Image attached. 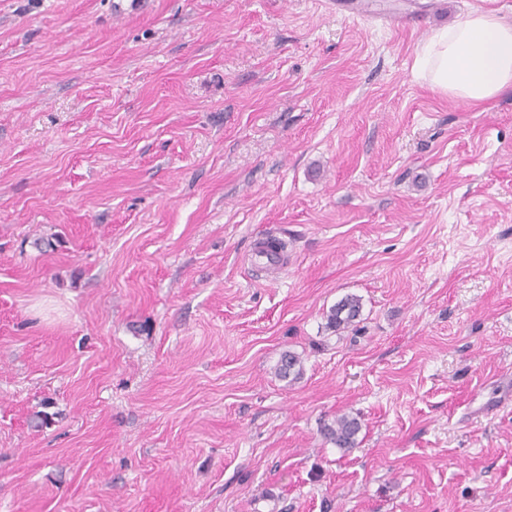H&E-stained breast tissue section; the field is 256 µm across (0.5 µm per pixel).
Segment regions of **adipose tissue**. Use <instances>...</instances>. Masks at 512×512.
I'll return each mask as SVG.
<instances>
[{
    "label": "adipose tissue",
    "mask_w": 512,
    "mask_h": 512,
    "mask_svg": "<svg viewBox=\"0 0 512 512\" xmlns=\"http://www.w3.org/2000/svg\"><path fill=\"white\" fill-rule=\"evenodd\" d=\"M435 90L482 104L512 89V21L476 11L435 33L416 57Z\"/></svg>",
    "instance_id": "1"
}]
</instances>
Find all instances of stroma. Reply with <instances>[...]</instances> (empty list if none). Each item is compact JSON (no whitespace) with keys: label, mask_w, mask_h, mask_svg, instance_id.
I'll return each instance as SVG.
<instances>
[{"label":"stroma","mask_w":512,"mask_h":512,"mask_svg":"<svg viewBox=\"0 0 512 512\" xmlns=\"http://www.w3.org/2000/svg\"><path fill=\"white\" fill-rule=\"evenodd\" d=\"M338 2L0 0V512H512V0ZM421 77L435 90L482 104L512 89V21L475 11L435 33L416 57ZM287 242L276 235H265L257 239L256 246L250 255V262L272 273H279L278 258L283 253ZM361 299L357 296L348 295L339 300L330 308L327 314L329 328L337 331H344L358 323L362 312ZM302 374L303 364L300 357L290 351L284 352L275 367V376L292 383L300 379ZM360 430L361 425L356 418L342 414L324 425L322 435L327 442L335 445L343 453H348L358 446L357 437Z\"/></svg>","instance_id":"obj_1"}]
</instances>
